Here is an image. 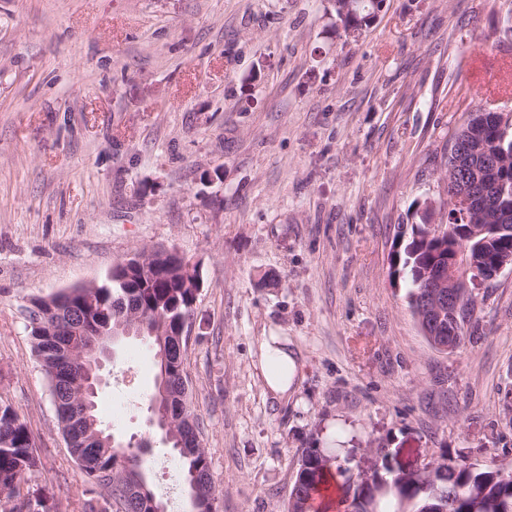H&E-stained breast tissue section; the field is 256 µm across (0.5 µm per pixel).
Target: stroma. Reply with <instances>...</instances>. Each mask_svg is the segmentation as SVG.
I'll return each mask as SVG.
<instances>
[{
	"label": "stroma",
	"instance_id": "obj_1",
	"mask_svg": "<svg viewBox=\"0 0 512 512\" xmlns=\"http://www.w3.org/2000/svg\"><path fill=\"white\" fill-rule=\"evenodd\" d=\"M512 0H384L359 37L330 0H0V401L31 431L32 486L83 512L24 305L165 245L201 288L185 372L218 512H285L301 452L353 472L440 456L512 467V273L471 289L479 328L433 348L389 285L396 228L445 207L441 157L499 92ZM299 361L277 399L262 332ZM98 415L137 446L159 367L116 347ZM153 456L167 512H192Z\"/></svg>",
	"mask_w": 512,
	"mask_h": 512
}]
</instances>
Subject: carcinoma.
<instances>
[{"label": "carcinoma", "instance_id": "1", "mask_svg": "<svg viewBox=\"0 0 512 512\" xmlns=\"http://www.w3.org/2000/svg\"><path fill=\"white\" fill-rule=\"evenodd\" d=\"M383 0H334L336 20L343 30L353 24L368 28L382 6ZM477 133L478 139L495 158L497 169L473 170L456 167L452 156L444 155L445 175L482 185L484 179L508 184L512 189V124L491 117V111L480 107L469 111L456 133L465 137ZM431 215L423 213L420 221L404 228L398 225L396 242L400 250L391 254L390 268L403 272L401 281L408 288L407 300L412 313L421 308L419 274L445 260L463 269L469 261L486 268L502 257L512 256V233L490 239L480 235L469 241L465 249L451 251L442 258V251L433 241L426 240L425 226ZM159 269L146 279L121 260L95 288H70L49 300L34 299L26 310L47 313L51 307H63L93 327L100 322L115 329L120 324L148 339L160 352L157 336L164 337L168 378L156 385L149 398V410L157 418L166 414L174 423L168 447L181 463L184 480L194 479L203 499L199 509L212 512L216 488L208 453L200 441L199 423L188 403V379L184 370L186 339L177 335L179 323L193 316L197 300L195 292L184 287L185 281L198 275V269L186 259L168 257ZM475 307L464 304L459 315V345L473 340L471 330L478 325ZM34 351L47 376L55 413L64 439L87 482L90 492L100 489L102 502H89V512H109L117 505L126 512L128 488L134 486L133 476L143 472L145 463L130 447L120 443L110 445L94 436L105 430L96 411L87 421L74 414V405L82 401L83 376L78 362L81 348L71 336H59L53 322L40 319L28 322ZM37 464L34 444L27 424L11 405L0 402V497L14 502L9 512H57L54 494L44 487H29L26 494L20 486ZM388 484L385 492L373 501L364 494L350 468L337 463V458L323 454L317 448L303 450L298 463L290 496L296 498L293 512H321L316 500L328 490L330 481L342 480L344 512H426L446 509V512H472L480 501V512H512V472L493 465H477L463 458H449L432 467L425 481L406 479L400 472L383 462ZM155 496L148 480L137 486L131 501V512H152Z\"/></svg>", "mask_w": 512, "mask_h": 512}]
</instances>
